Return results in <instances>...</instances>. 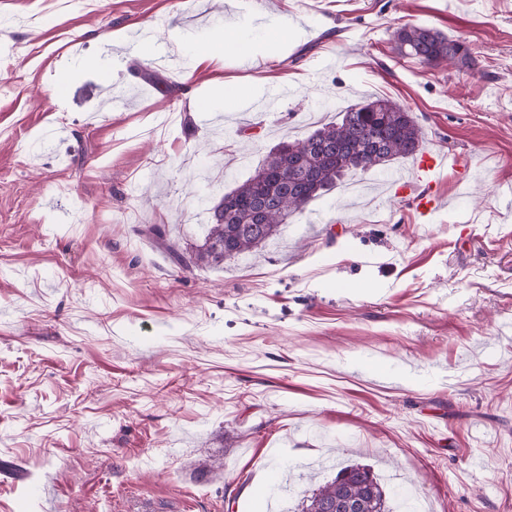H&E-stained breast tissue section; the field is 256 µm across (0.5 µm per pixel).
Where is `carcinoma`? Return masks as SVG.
Returning <instances> with one entry per match:
<instances>
[{
	"instance_id": "cac0c4a2",
	"label": "carcinoma",
	"mask_w": 512,
	"mask_h": 512,
	"mask_svg": "<svg viewBox=\"0 0 512 512\" xmlns=\"http://www.w3.org/2000/svg\"><path fill=\"white\" fill-rule=\"evenodd\" d=\"M392 40L400 57L421 65L475 66L465 42L432 28L405 26L393 32ZM423 144L422 128L407 108L387 98H368L306 138L270 150L249 178L206 208L210 224L202 242L182 248L171 244L160 224L145 226L143 233L165 246L182 269L202 263L219 266L228 258L261 249L280 225L349 173L385 172L393 161L415 155ZM345 499L355 500L356 512H393L376 475L358 464L340 470L332 481L303 497L300 512H330Z\"/></svg>"
}]
</instances>
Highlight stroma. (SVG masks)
Masks as SVG:
<instances>
[{
  "label": "stroma",
  "instance_id": "stroma-1",
  "mask_svg": "<svg viewBox=\"0 0 512 512\" xmlns=\"http://www.w3.org/2000/svg\"><path fill=\"white\" fill-rule=\"evenodd\" d=\"M405 25L475 68L398 58ZM228 27L250 59H198ZM223 84L294 93L202 121ZM369 96L478 171L431 220L357 171L257 257L184 271L143 235L202 241V201ZM507 182L512 0H0V512H254L274 466L294 512L351 464L393 512H512Z\"/></svg>",
  "mask_w": 512,
  "mask_h": 512
}]
</instances>
